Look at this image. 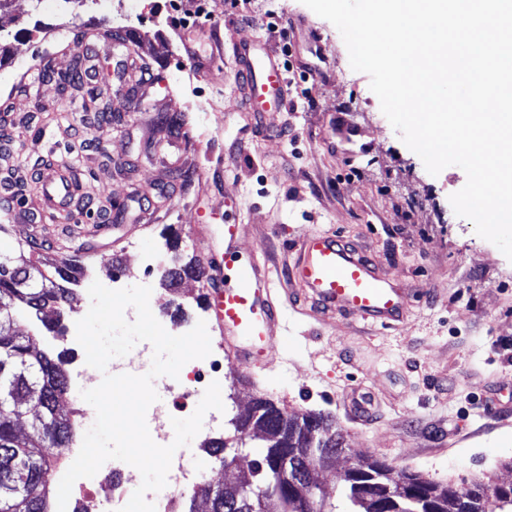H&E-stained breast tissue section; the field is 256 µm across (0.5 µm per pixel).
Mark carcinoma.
I'll return each instance as SVG.
<instances>
[{
    "label": "carcinoma",
    "instance_id": "cac0c4a2",
    "mask_svg": "<svg viewBox=\"0 0 512 512\" xmlns=\"http://www.w3.org/2000/svg\"><path fill=\"white\" fill-rule=\"evenodd\" d=\"M54 273L40 270L33 261L14 258L0 243V512H48V473L58 457L48 448H67L74 434V421L62 410L60 396L68 390V374L60 360L35 350L32 340L14 329L18 311L40 317L68 301L69 289L59 281H76L73 265L53 266ZM269 435L259 459L248 472L254 485H271L278 492L259 505L242 489L241 477L224 481L213 489L201 487L212 497L211 512H308L309 502L320 512H512V497L491 494V484L482 480L467 488L442 486L421 474L397 472L383 460L362 461L359 473L344 479L339 491L344 510H336L331 494L311 487L309 467L345 451L341 430L329 415H288L266 399ZM40 415L32 432L20 434L16 421L29 409ZM281 448L296 457L291 480L281 481L272 455Z\"/></svg>",
    "mask_w": 512,
    "mask_h": 512
}]
</instances>
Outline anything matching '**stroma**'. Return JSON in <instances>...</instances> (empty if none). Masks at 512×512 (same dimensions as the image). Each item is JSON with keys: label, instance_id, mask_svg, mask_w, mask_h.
I'll return each mask as SVG.
<instances>
[{"label": "stroma", "instance_id": "obj_1", "mask_svg": "<svg viewBox=\"0 0 512 512\" xmlns=\"http://www.w3.org/2000/svg\"><path fill=\"white\" fill-rule=\"evenodd\" d=\"M0 38L10 45L0 61V194L37 197L46 158L84 184L74 218L11 224L0 237L15 246L41 235L40 264L84 268L62 332L25 314L17 331L94 381L74 339L93 282L150 287L154 317L182 335L211 313L197 278L172 287L165 270L173 257L198 263L223 248L224 221L241 225V253L268 251L285 289L294 238L332 231L424 300L391 329L365 333L341 316L293 324L251 384L223 364L224 409L205 415L185 467L199 484L223 483L207 444L233 438L232 419L262 397L335 418L347 449L321 474L332 490L341 469L365 458L459 488L512 476V261L456 215L449 197L465 172L426 171L331 22L301 0H112L106 14L80 0H16L0 15ZM240 39L266 44L286 66L285 109L264 125L237 98ZM78 65L109 77L61 86ZM106 107L116 110L108 122ZM172 115L180 131L166 124ZM355 387L374 398L365 425L340 407Z\"/></svg>", "mask_w": 512, "mask_h": 512}]
</instances>
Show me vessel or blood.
Here are the masks:
<instances>
[{"mask_svg":"<svg viewBox=\"0 0 512 512\" xmlns=\"http://www.w3.org/2000/svg\"><path fill=\"white\" fill-rule=\"evenodd\" d=\"M235 81L255 120L285 107L283 65L261 43H243L235 53ZM40 207L7 209L10 223L34 222L44 212L64 208L66 195L52 174H45ZM240 225L224 227V250L207 256L200 281L224 355L246 378L268 358L278 330L289 314L326 320L341 314L391 328L403 322L415 301L407 289L384 276L375 262L343 243L335 233L305 229L295 240L290 268L293 288L281 298L268 254L255 250L249 258L237 252Z\"/></svg>","mask_w":512,"mask_h":512,"instance_id":"vessel-or-blood-1","label":"vessel or blood"}]
</instances>
